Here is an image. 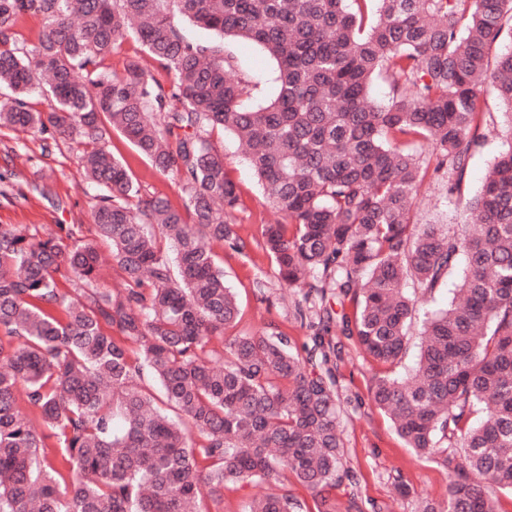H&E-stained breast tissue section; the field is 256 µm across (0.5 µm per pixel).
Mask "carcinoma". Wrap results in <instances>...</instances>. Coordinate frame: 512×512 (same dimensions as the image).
Returning a JSON list of instances; mask_svg holds the SVG:
<instances>
[{
	"label": "carcinoma",
	"instance_id": "obj_1",
	"mask_svg": "<svg viewBox=\"0 0 512 512\" xmlns=\"http://www.w3.org/2000/svg\"><path fill=\"white\" fill-rule=\"evenodd\" d=\"M31 16L43 29L29 46L17 25ZM505 37L512 0H0V126L82 145L98 189L88 228H0V512H207L226 484L283 472L332 512L354 481L334 331L384 367L370 400L401 440L448 472L446 499L423 512H507L489 493L512 494V50L492 55ZM128 39L140 50L116 71L106 61ZM236 39L273 62L272 94L256 97L237 70ZM486 92L509 142L466 195ZM114 129L177 179L182 207L144 196L107 147ZM218 132L245 148L281 215L256 245L315 308L304 357L272 325L227 334L239 304L215 246L245 255L249 243ZM439 174L475 220L458 232L414 222ZM100 241L116 292L98 282ZM454 274L411 372L395 374L415 303ZM329 293L353 313L335 318ZM146 371L162 397L140 384ZM51 437L69 484L47 461ZM246 512L302 506L283 487Z\"/></svg>",
	"mask_w": 512,
	"mask_h": 512
}]
</instances>
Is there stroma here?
<instances>
[{
    "mask_svg": "<svg viewBox=\"0 0 512 512\" xmlns=\"http://www.w3.org/2000/svg\"><path fill=\"white\" fill-rule=\"evenodd\" d=\"M239 69L259 95H267L274 77L271 61L252 43L231 42ZM487 123L483 144L472 155L467 182L477 189L493 158L507 144V121L496 99L486 101ZM214 143L241 192L236 214L238 232L251 241L248 256L225 254L224 275L234 288L239 308L238 331L254 333L275 324L292 341L294 350L310 343V331L295 318L294 304L302 298L297 288L284 287L270 260L254 246L263 223L276 215L266 205L257 179L234 140L218 133ZM109 150L123 160L148 196H160L181 206L179 187L172 176L159 172L120 133H113ZM77 144L62 140L43 150L33 132L0 127V226L91 225L94 188L85 181L77 164ZM414 220L420 224H445L449 228L467 223L468 216L449 198L444 182L436 180L422 190ZM336 380L343 396L340 417L344 429L345 465L355 474L354 487L337 488L335 512H420L425 501L442 502L447 497L448 475L433 461L407 448L390 420L369 399V386L379 367L354 340L342 339ZM403 475L408 493L395 487V475Z\"/></svg>",
    "mask_w": 512,
    "mask_h": 512,
    "instance_id": "35a3bbf8",
    "label": "stroma"
}]
</instances>
